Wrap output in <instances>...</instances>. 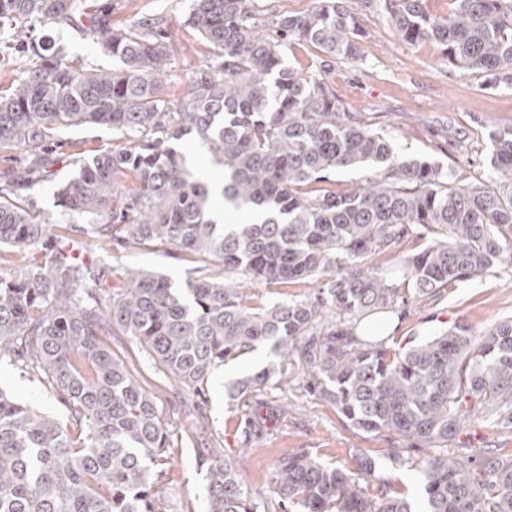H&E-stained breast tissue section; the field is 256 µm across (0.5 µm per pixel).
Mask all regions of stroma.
I'll use <instances>...</instances> for the list:
<instances>
[{"label":"stroma","instance_id":"35a3bbf8","mask_svg":"<svg viewBox=\"0 0 512 512\" xmlns=\"http://www.w3.org/2000/svg\"><path fill=\"white\" fill-rule=\"evenodd\" d=\"M347 2L362 27V58L327 56L292 39L284 49L289 64L319 73L342 111L358 113L372 128H384L400 154L439 164L457 184H492L488 133L512 128V88L488 87L482 75L449 66L435 44L412 45L402 40L384 11L366 6L364 0ZM189 4L190 0H112L113 22L141 15L163 18L176 58L167 93L176 104L183 103L186 80L205 58L203 46L184 24ZM64 139L65 153L76 160L131 142L130 136L100 125L69 129ZM94 258L109 271L94 289L100 296L123 288L122 275L130 266L163 273L180 285L194 274L192 263L162 245L128 250L109 244L96 249ZM507 317H512V266L505 264L449 287L440 302L407 305L405 314L396 318L390 343L399 347L411 338L421 341L458 323L480 331ZM110 342L113 353L126 361L134 378L153 396L168 424L172 444V470L166 479L169 512H206V474L199 470L193 451L202 425L208 426L235 464L253 498L265 494L278 457L295 448L306 449L331 466L353 464L360 455L377 458L394 448L403 449L410 459L419 457L396 433L363 434L345 424L333 406L305 389L306 367L300 363L286 383L230 396L229 386L274 362L269 346L230 360L195 391L171 383L132 337L117 335ZM0 389L59 422L67 420L63 406L40 376L14 355L0 356ZM256 413L267 416V430L249 452H240L238 425ZM459 440L472 448L512 452V431L487 418L467 422Z\"/></svg>","mask_w":512,"mask_h":512}]
</instances>
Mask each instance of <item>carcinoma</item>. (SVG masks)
<instances>
[{
	"mask_svg": "<svg viewBox=\"0 0 512 512\" xmlns=\"http://www.w3.org/2000/svg\"><path fill=\"white\" fill-rule=\"evenodd\" d=\"M378 2L406 42L435 43L442 59L512 84V0ZM256 0H191L186 27L209 49L188 78L186 103L165 98L175 53L161 20L112 24L101 0H0V49L22 64L0 89V145L25 163L0 171V352H13L64 405L69 428L0 392V512H168L169 433L150 393L112 353L107 337H133L168 375L194 389L224 362L268 345L277 363L237 383L274 380L300 359L310 392L353 428L391 431L423 448L393 465L418 472L422 512H512V454L459 444L483 413L512 429V319L476 333L455 325L395 349L366 343L381 314L435 302L448 286L512 264V128L491 134L497 186L455 185L435 163L409 159L392 137L339 111L315 74L288 65L293 37L327 56L361 55L346 0H317L257 30ZM69 28L112 58L76 67L50 32ZM108 125L132 146L86 159L60 186L61 207L123 248L161 244L196 264L186 287L144 269L102 301L107 275L81 252L84 229L40 215L28 191L70 164L56 151L65 129ZM190 137L223 169L221 195L257 219L215 223V188L176 143ZM369 166L349 191L313 189L338 170ZM400 254L393 263L373 259ZM324 282L307 299L256 306L244 284ZM268 418L240 431L249 443ZM206 471V512H416L380 481L367 456L331 467L304 448L277 459L267 493L250 500L235 465L196 437Z\"/></svg>",
	"mask_w": 512,
	"mask_h": 512,
	"instance_id": "1",
	"label": "carcinoma"
}]
</instances>
